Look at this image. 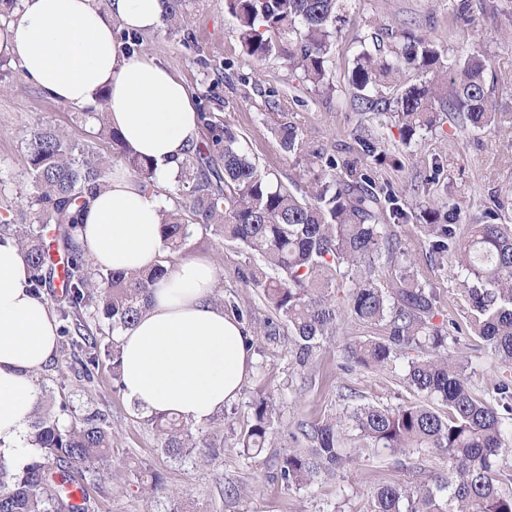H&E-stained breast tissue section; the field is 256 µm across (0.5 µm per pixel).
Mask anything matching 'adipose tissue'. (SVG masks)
Returning <instances> with one entry per match:
<instances>
[{
  "mask_svg": "<svg viewBox=\"0 0 512 512\" xmlns=\"http://www.w3.org/2000/svg\"><path fill=\"white\" fill-rule=\"evenodd\" d=\"M162 0H20L0 27V53L17 59L47 97L74 106L104 98L114 129L157 167L159 183L198 142L199 117L185 83L143 54L127 52L117 28L141 34L162 22ZM163 195L142 188L121 167L81 214L80 244L103 270L149 269L163 252ZM21 249L0 240V447L19 463L38 408L35 374L51 362L57 324L46 300L28 287ZM213 265L202 258L171 264L151 291L150 307L120 338L122 384L146 414L175 412L207 422L234 401L253 366L249 333L212 301Z\"/></svg>",
  "mask_w": 512,
  "mask_h": 512,
  "instance_id": "1",
  "label": "adipose tissue"
}]
</instances>
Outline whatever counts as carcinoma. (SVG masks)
Listing matches in <instances>:
<instances>
[{
    "label": "carcinoma",
    "instance_id": "1",
    "mask_svg": "<svg viewBox=\"0 0 512 512\" xmlns=\"http://www.w3.org/2000/svg\"><path fill=\"white\" fill-rule=\"evenodd\" d=\"M186 0H163V22L172 32L187 23ZM347 0H224V9L237 20V38L247 54L262 61L284 60L288 70L301 72L314 87L329 91L331 49L343 20ZM412 69L425 80L406 85L396 98L404 139L435 126L441 113L452 114L463 127L499 123L492 111L485 57L479 51L463 56L445 54L422 36H403L396 59L362 51L351 71L354 97L374 104L372 93L395 84ZM201 120L210 144L197 145L179 163L174 195L185 200L194 224L211 229L224 241L245 249L253 259L246 283L263 291L279 318L295 336L296 363L307 366L321 342L336 333L343 317L363 326L385 324L387 336L354 341L345 346L353 366L387 368L408 357L403 380L427 400L448 407L440 413L426 404L389 407L358 403L343 419L328 417L300 422L288 433L277 458V475L284 486L300 489L334 477L351 467L344 452L343 420L365 440L373 453L388 451L409 457L441 455L448 477L430 476L424 466L415 480L376 490L370 512H512V473L499 467L512 451V380L496 382L486 395L474 391L465 360L448 353L449 343L468 332L486 341L500 360L512 366V224L496 222L488 210L472 224L456 222V207L448 223L426 214L422 225L430 251L455 264L461 295L468 306L466 327L437 324V292L403 272L388 288L378 286L375 262L382 251L394 250L391 225L377 222L388 210L406 224L407 211L386 208L394 201L363 187L365 174L350 167L346 177L335 175L336 160L314 155L320 172L308 190L273 184L237 146L224 124L203 112ZM27 140L33 175L30 204L60 231L65 253V289L56 299L61 333L84 377L105 356L112 360L113 388L122 387V352L118 344L102 351L90 336L70 339L73 318L93 307L112 321V330L133 327L149 308L151 288L168 269L158 263L145 271L95 270L76 240L78 220L87 198L106 187L112 174L109 159L68 139L45 121ZM112 147L124 168L142 186L153 185L154 163L130 149L121 133L108 130ZM279 146L290 154L307 152L292 126H282ZM221 150L223 169L212 163L210 149ZM43 225L21 224L17 245L31 269L36 296L52 284ZM164 250L186 249L190 225L177 211H163ZM345 288L336 300V282ZM415 355H409V351ZM252 421L238 437L244 453L254 458L274 445L280 435L274 394L257 393L249 401ZM169 455L196 454L210 459L224 447L218 435L193 428L171 413L150 416ZM27 443L37 454L18 473L0 453V512H89L74 510L69 488L85 481L112 479V428L102 414L62 425L50 414L34 416Z\"/></svg>",
    "mask_w": 512,
    "mask_h": 512
}]
</instances>
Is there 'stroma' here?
<instances>
[{"mask_svg":"<svg viewBox=\"0 0 512 512\" xmlns=\"http://www.w3.org/2000/svg\"><path fill=\"white\" fill-rule=\"evenodd\" d=\"M186 11L185 31L172 35L161 28L142 35L140 53L180 78L196 111L223 123L271 181L306 186L318 153L336 159L337 176H345L353 165L369 176L371 189L395 195L413 215L410 223L395 227L406 260L381 259L379 286L387 287L402 269H410L420 282L436 289L441 319L463 323L466 309L456 270L448 258L429 253L417 216L432 208L444 224L452 205L462 224L494 208L511 216L512 133L473 131L443 119L432 131L405 142L391 109L401 86L382 89L378 105L372 107L354 99L348 77L361 49L394 58L406 31L444 51L474 44L486 59L494 111L512 112V0H350L333 47L335 90L330 94L288 71L281 58L259 62L248 55L224 0H186ZM1 64L10 74L0 80V237L9 238L15 225L39 221L28 203L32 174L25 148L37 121H48L105 156L111 155L112 142L102 132L107 114L88 117L84 108L46 97L25 79L15 59L5 58ZM283 124L297 129L308 153L295 156L280 148L275 132ZM367 138L375 141L377 156L365 152ZM185 255L213 262L214 299L235 301L258 324L274 316L263 292L242 279L249 269L245 251L224 246L196 225L185 253L171 254L169 260L175 263ZM380 333L377 327L342 322L304 367L295 362L287 326H280L277 336L261 339L240 396L224 407V450L210 463L192 456L176 460L161 450L145 413L123 392L113 390L108 359H101L93 379L87 380L80 377L69 348L61 344L51 362L36 373L35 383L40 389H54L57 401L66 403L62 423L100 413L112 424V478L88 486L89 512H171L176 503L188 512H369L378 487L408 480L410 473L398 458L364 453L362 440L352 436L345 449L357 458L354 468L339 478L291 490L277 479L269 462L243 454L236 432L250 421L247 403L259 391L278 395L284 434L298 421L342 414L351 400L393 407L419 402V395L403 383L402 368L341 369L345 344ZM454 350L469 359L478 391L512 374L478 337L459 336ZM152 473L176 493L177 502L164 497L146 502L141 478ZM231 483L240 492L228 498L223 490Z\"/></svg>","mask_w":512,"mask_h":512,"instance_id":"35a3bbf8","label":"stroma"}]
</instances>
